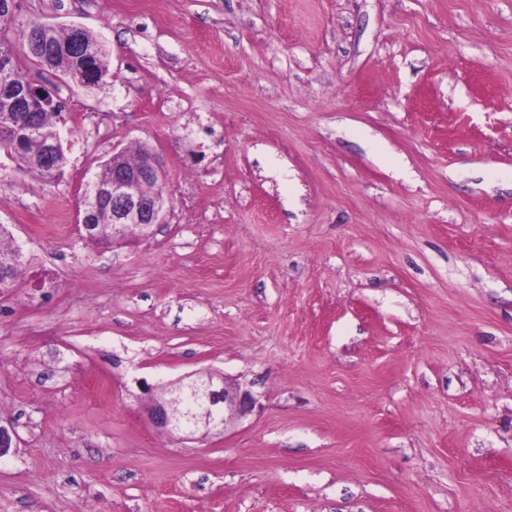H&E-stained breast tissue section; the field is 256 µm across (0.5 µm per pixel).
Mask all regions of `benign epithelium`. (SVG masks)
Returning <instances> with one entry per match:
<instances>
[{
  "instance_id": "1",
  "label": "benign epithelium",
  "mask_w": 512,
  "mask_h": 512,
  "mask_svg": "<svg viewBox=\"0 0 512 512\" xmlns=\"http://www.w3.org/2000/svg\"><path fill=\"white\" fill-rule=\"evenodd\" d=\"M77 82L91 87L100 82V76L92 64L83 66L77 72ZM44 106H57L59 101L46 86L38 83L33 76H25L17 84L8 99L9 107L18 112H33V103ZM124 151L112 153V181L106 185L88 183L82 192V210L78 212V223L89 231L97 215L100 203L111 201L110 211L115 232L119 233L127 224H137L144 235L151 234L152 227L161 224L165 218L164 205L168 198L165 172L155 153H147L146 164L135 170L123 165ZM198 387L205 395L208 409L197 420V425L208 431L224 432L227 424L238 421L256 408L258 401L253 392L238 383H229L225 378L212 371L192 374L189 381L180 378L169 383L174 388L183 384ZM148 417L152 425L165 431L182 429L174 420L171 403L155 400L148 406Z\"/></svg>"
}]
</instances>
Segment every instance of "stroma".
I'll use <instances>...</instances> for the list:
<instances>
[{
    "mask_svg": "<svg viewBox=\"0 0 512 512\" xmlns=\"http://www.w3.org/2000/svg\"><path fill=\"white\" fill-rule=\"evenodd\" d=\"M31 19L110 73L37 74L61 180L0 156L29 259L0 296V512H512V0H16ZM142 144L163 224L84 239L81 184ZM208 368L255 411L153 428L144 385Z\"/></svg>",
    "mask_w": 512,
    "mask_h": 512,
    "instance_id": "obj_1",
    "label": "stroma"
}]
</instances>
